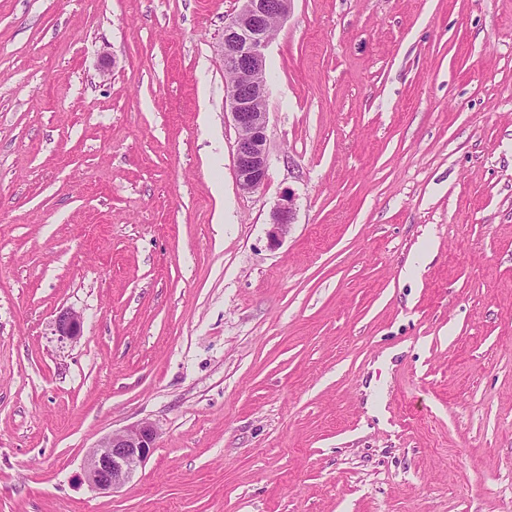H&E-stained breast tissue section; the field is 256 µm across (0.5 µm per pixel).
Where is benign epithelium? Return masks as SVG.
I'll return each instance as SVG.
<instances>
[{
	"instance_id": "obj_1",
	"label": "benign epithelium",
	"mask_w": 512,
	"mask_h": 512,
	"mask_svg": "<svg viewBox=\"0 0 512 512\" xmlns=\"http://www.w3.org/2000/svg\"><path fill=\"white\" fill-rule=\"evenodd\" d=\"M290 9V0H242L241 9L224 21L221 56L227 74L242 75L241 84L226 85L225 103L229 107L236 140L234 171L239 187L253 191L268 178L269 160L266 129L269 87L264 76L266 49L272 35L268 18L280 24ZM293 197L273 211L269 237L277 245L294 221ZM83 317L72 309L61 310L55 320L56 333L63 339H75L82 333ZM158 435L151 422H140L105 436L86 456L84 480L94 489L114 491L146 463L155 449Z\"/></svg>"
}]
</instances>
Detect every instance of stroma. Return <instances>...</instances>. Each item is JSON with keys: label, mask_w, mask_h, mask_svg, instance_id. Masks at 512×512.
I'll return each instance as SVG.
<instances>
[{"label": "stroma", "mask_w": 512, "mask_h": 512, "mask_svg": "<svg viewBox=\"0 0 512 512\" xmlns=\"http://www.w3.org/2000/svg\"><path fill=\"white\" fill-rule=\"evenodd\" d=\"M241 5L0 0V512H512V0H291L250 192ZM282 200L283 203H280L272 214V227L269 231V237L274 245L279 244L294 221L295 211L292 195L289 194L288 197ZM82 327V315L72 309L61 310L55 320V331L62 339H76L81 336ZM157 435L156 426L147 421L112 431L86 456L84 480L94 489L113 493L149 460Z\"/></svg>", "instance_id": "stroma-1"}]
</instances>
